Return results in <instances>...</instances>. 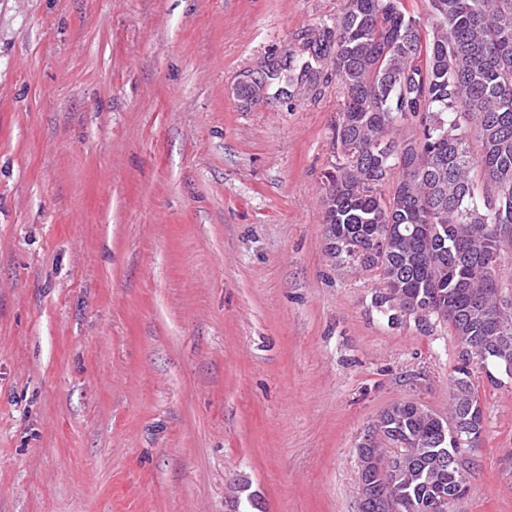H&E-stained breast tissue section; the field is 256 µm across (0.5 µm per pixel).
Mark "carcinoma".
I'll return each mask as SVG.
<instances>
[{"label":"carcinoma","mask_w":512,"mask_h":512,"mask_svg":"<svg viewBox=\"0 0 512 512\" xmlns=\"http://www.w3.org/2000/svg\"><path fill=\"white\" fill-rule=\"evenodd\" d=\"M332 34L343 103L324 197L327 254L340 268L376 274L374 305L389 322L400 321L383 296L393 289L447 317L462 345L448 417L391 407L384 417L396 436L360 448L383 460L407 450L412 475L394 486L404 512H441L470 490L439 463L454 448L438 443L441 422L467 410L483 429L471 373L477 365L495 383L501 362L473 348L494 336L487 318L512 254V0H429L425 27L403 0H343ZM405 125L416 135L399 140ZM385 233L374 256L351 250Z\"/></svg>","instance_id":"1"}]
</instances>
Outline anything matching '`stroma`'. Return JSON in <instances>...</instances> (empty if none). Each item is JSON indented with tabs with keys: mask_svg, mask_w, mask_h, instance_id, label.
Instances as JSON below:
<instances>
[{
	"mask_svg": "<svg viewBox=\"0 0 512 512\" xmlns=\"http://www.w3.org/2000/svg\"><path fill=\"white\" fill-rule=\"evenodd\" d=\"M342 0H0V512H359L448 324L325 252ZM452 512H512V379Z\"/></svg>",
	"mask_w": 512,
	"mask_h": 512,
	"instance_id": "35a3bbf8",
	"label": "stroma"
}]
</instances>
